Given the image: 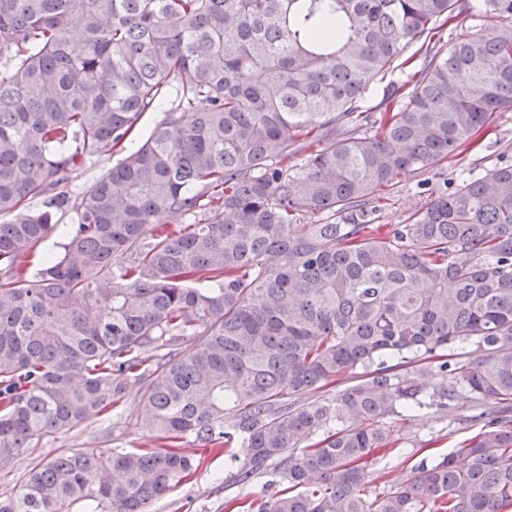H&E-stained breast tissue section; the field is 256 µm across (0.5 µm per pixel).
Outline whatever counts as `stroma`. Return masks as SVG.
<instances>
[{
	"instance_id": "obj_1",
	"label": "stroma",
	"mask_w": 512,
	"mask_h": 512,
	"mask_svg": "<svg viewBox=\"0 0 512 512\" xmlns=\"http://www.w3.org/2000/svg\"><path fill=\"white\" fill-rule=\"evenodd\" d=\"M411 60L396 65L371 82L364 94L361 107L366 114L378 116L380 104L387 90L407 80L409 74L419 70L424 52L419 44L406 49ZM502 163L512 164V111L500 114L496 122L484 129L476 145L463 146L458 156L414 177L401 179L387 194L379 221L383 224H401L408 216L436 195L455 188L468 173H481ZM471 402L467 394H460L454 410L442 415L433 408L420 410L414 417H392L397 428L409 433V441L398 447L378 451L370 468L367 488L371 491L386 489L399 473L409 470L422 458H433L459 450L467 439L476 434L467 418ZM150 431L142 425V409L136 397H129L125 410L119 416L103 420H90L64 434L44 436L29 455L21 459L13 472L0 476V494L12 493L16 479L41 460L55 456L70 448H137L149 443ZM236 470L228 453L208 457L193 479L170 495L153 502L150 512H224L225 502L239 498L256 499L263 485L279 483L276 471H269L262 480L250 485L235 482Z\"/></svg>"
}]
</instances>
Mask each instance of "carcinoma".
<instances>
[{"label":"carcinoma","mask_w":512,"mask_h":512,"mask_svg":"<svg viewBox=\"0 0 512 512\" xmlns=\"http://www.w3.org/2000/svg\"><path fill=\"white\" fill-rule=\"evenodd\" d=\"M483 9L498 24L445 50L427 38L467 0H0V470L132 394L157 443L42 460L0 512H149L200 466L191 438L238 449V483L280 470L237 512H512V165L377 223L385 189L512 106V0ZM414 42L426 65L364 127L367 86ZM170 88L178 108L126 151ZM65 207L77 223L33 268ZM461 391L464 463L367 496L375 452L406 439L387 419ZM123 158V154L102 155L93 158L85 167L75 174H72L67 183L59 186L58 189L49 190L43 196L30 200L29 206L33 208L42 207L43 202L49 200L56 192L66 190L72 197H75L88 189L102 174Z\"/></svg>","instance_id":"cac0c4a2"}]
</instances>
